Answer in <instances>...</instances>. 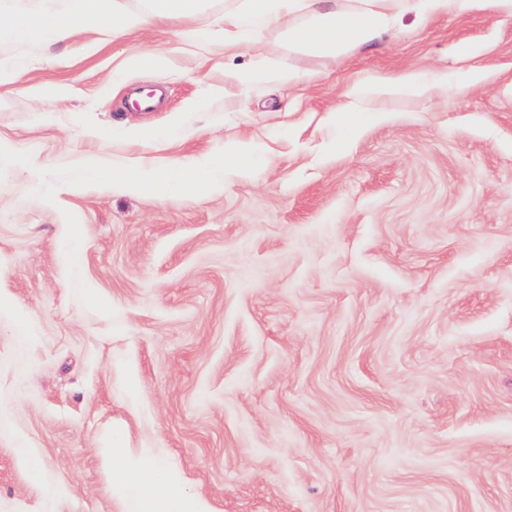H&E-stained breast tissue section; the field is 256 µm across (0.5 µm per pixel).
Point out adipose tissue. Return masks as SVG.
<instances>
[{"label":"adipose tissue","instance_id":"1","mask_svg":"<svg viewBox=\"0 0 512 512\" xmlns=\"http://www.w3.org/2000/svg\"><path fill=\"white\" fill-rule=\"evenodd\" d=\"M302 2L242 0L237 12L224 16L225 50L238 48L248 26L259 22L278 28L289 51L333 62L390 29L406 0H357L356 7L350 10L319 7L313 9L308 24L297 25L291 16ZM203 8L204 0H148L145 12L128 13L118 0H68L62 10L45 6L0 22V36L54 42L83 32L116 36L141 28L153 19L188 16ZM225 79L243 89L257 81L293 82L297 75L285 70L278 58L258 53L247 70L227 72ZM253 151L250 142L236 140L225 144L220 159L200 161L178 178L147 164L114 174L112 180L131 193L165 195L175 189L214 193L223 189L225 176L247 171ZM107 461L112 471V493L123 501L124 512H214L207 500L184 493L180 475L148 462L140 454L116 446L108 449Z\"/></svg>","mask_w":512,"mask_h":512}]
</instances>
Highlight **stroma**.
Returning <instances> with one entry per match:
<instances>
[{
	"mask_svg": "<svg viewBox=\"0 0 512 512\" xmlns=\"http://www.w3.org/2000/svg\"><path fill=\"white\" fill-rule=\"evenodd\" d=\"M236 4L0 41V512H122L117 435L215 512H512V12L409 9L329 63L273 27L225 51ZM257 52L298 82L225 97ZM233 139L219 193L105 179ZM436 85L441 89H447L448 78L441 76L433 81H428L417 74H412L400 81L385 86L373 87L372 90L386 95L421 96Z\"/></svg>",
	"mask_w": 512,
	"mask_h": 512,
	"instance_id": "35a3bbf8",
	"label": "stroma"
}]
</instances>
